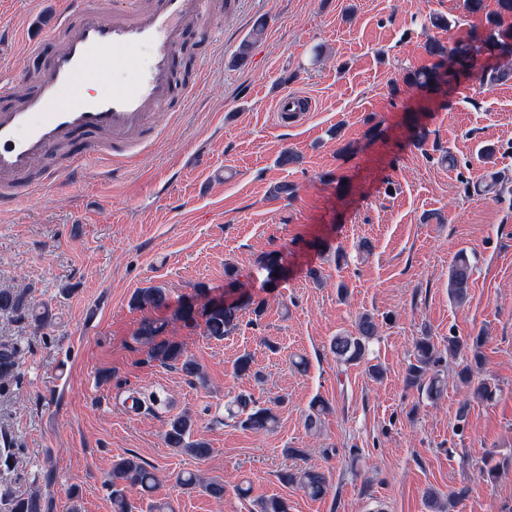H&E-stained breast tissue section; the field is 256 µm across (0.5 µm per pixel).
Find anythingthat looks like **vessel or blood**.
<instances>
[{"label": "vessel or blood", "instance_id": "vessel-or-blood-1", "mask_svg": "<svg viewBox=\"0 0 512 512\" xmlns=\"http://www.w3.org/2000/svg\"><path fill=\"white\" fill-rule=\"evenodd\" d=\"M47 32L58 49L35 74L18 105L0 109V209L33 198L23 183L35 163L73 138L74 165H82L109 142L112 156L129 158L160 132L161 110L176 88L174 59L188 32L215 40L220 29L210 0H66ZM110 72H102L103 59ZM302 93L279 97V125L310 111Z\"/></svg>", "mask_w": 512, "mask_h": 512}]
</instances>
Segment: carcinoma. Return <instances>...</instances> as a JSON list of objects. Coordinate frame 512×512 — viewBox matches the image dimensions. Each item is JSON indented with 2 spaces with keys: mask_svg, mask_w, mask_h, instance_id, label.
I'll return each instance as SVG.
<instances>
[{
  "mask_svg": "<svg viewBox=\"0 0 512 512\" xmlns=\"http://www.w3.org/2000/svg\"><path fill=\"white\" fill-rule=\"evenodd\" d=\"M498 9L487 14V31L481 36H475L480 45L467 42H455L445 45L440 41L431 40L426 43L428 55L439 58V61L429 68L410 72L406 83L412 87L435 90L446 84L460 72L475 69V57L483 49L491 55H496L512 64V0H497ZM258 265L267 273V282L274 283L277 275L282 273V256L277 250L264 253L258 260ZM472 264L464 252H459L448 274V295L455 302L463 301L470 288ZM133 303L139 307L150 306L163 308L168 305V294L161 287H149L139 290L133 297ZM247 304L224 303L208 301L201 309L191 303H184L178 310V316L187 324L196 322L197 316L204 319V333L211 339L222 340L232 330L239 326L242 310ZM0 315H20L31 321L37 330H43L48 325V309H39L18 291L0 289ZM165 324L155 321L144 322L137 332V339L148 346L150 359L163 365L180 366L181 370L190 377H200L198 364L188 355L182 344L160 340ZM378 323L375 318L365 313L358 318L356 331L339 333L329 343L330 352L336 356V361L345 365L359 364L367 359L370 346L378 336ZM485 337L475 336L462 338L450 336L443 347H438L429 336H421L414 342V358L406 373V381L416 386L430 400H437L443 394L447 378L441 375V363L449 358H465V365L457 372V378L463 384L471 382L474 370L482 367L484 356L481 351ZM20 348L11 339L0 340V385L14 377L18 365ZM328 411L327 403L320 397L312 400L305 418V426L316 430L321 424V417ZM224 419L232 421L243 428L260 431H271L278 423V415L273 407L262 406L249 395H238L224 407ZM195 422L188 413L177 415L167 422L165 444L177 451L204 459L211 453L206 441L193 438ZM18 449L7 441L0 446V467L10 470L17 463ZM512 465V460H497L493 457L485 462L482 469L483 480L494 484L501 472ZM279 479L286 485H292L312 498L325 496L328 487V477L325 472L314 468H296L286 470ZM125 482H135L143 488L151 490L156 483L155 474L134 457H122L112 464V474L106 483L112 496L114 512H132V506L127 502L124 489ZM177 483L185 490L197 488L212 498H224V483L219 481L205 482L192 472H184L177 477ZM7 505L6 512H51L50 501L35 490L26 495H0V503ZM255 512H288L287 502L279 497H270L254 502Z\"/></svg>",
  "mask_w": 512,
  "mask_h": 512,
  "instance_id": "cac0c4a2",
  "label": "carcinoma"
}]
</instances>
